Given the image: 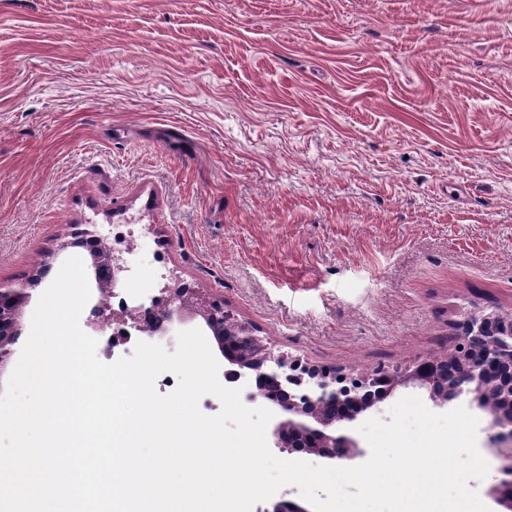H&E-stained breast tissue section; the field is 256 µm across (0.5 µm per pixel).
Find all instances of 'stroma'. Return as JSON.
Masks as SVG:
<instances>
[{"label":"stroma","mask_w":512,"mask_h":512,"mask_svg":"<svg viewBox=\"0 0 512 512\" xmlns=\"http://www.w3.org/2000/svg\"><path fill=\"white\" fill-rule=\"evenodd\" d=\"M125 293L219 297L370 371L512 316V0H0V287L88 224Z\"/></svg>","instance_id":"1"}]
</instances>
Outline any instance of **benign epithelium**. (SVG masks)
Returning <instances> with one entry per match:
<instances>
[{"mask_svg":"<svg viewBox=\"0 0 512 512\" xmlns=\"http://www.w3.org/2000/svg\"><path fill=\"white\" fill-rule=\"evenodd\" d=\"M101 230L74 233L71 245L84 248L89 275L99 292L119 299L118 308L97 302L87 325L103 332L125 327L124 340L140 333L152 337L173 317H200L224 359V382L255 385L244 402L273 413V447L296 461L314 458L325 466L366 456L356 425L405 386L424 390L432 406L449 412L465 407L479 420L481 450L503 459L500 477L488 491L499 507L512 512V316L496 311L464 314L455 341L443 357L419 356L402 365L361 373L310 365L287 353H274L253 328L224 311V303L204 298L186 283L159 290L150 305L119 297L129 271L125 250L105 244ZM29 294L0 288V367L13 353L18 318ZM284 491L263 512H308Z\"/></svg>","mask_w":512,"mask_h":512,"instance_id":"1","label":"benign epithelium"}]
</instances>
